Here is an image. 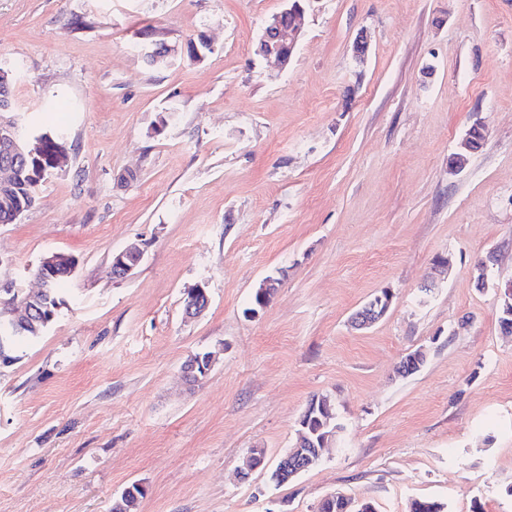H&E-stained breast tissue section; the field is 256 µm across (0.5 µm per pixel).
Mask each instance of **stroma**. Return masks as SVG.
Returning <instances> with one entry per match:
<instances>
[{"mask_svg":"<svg viewBox=\"0 0 512 512\" xmlns=\"http://www.w3.org/2000/svg\"><path fill=\"white\" fill-rule=\"evenodd\" d=\"M283 7L0 0L21 123L65 127L69 148L0 224V283L35 289L51 252L78 262L48 330L0 366V512H112L135 482L137 512H316L331 492L377 512H512V335L494 288L512 279V0H309L277 72L254 43ZM150 32L211 50L153 66ZM476 121L483 147L450 171ZM134 243L142 263L113 279ZM270 275L280 287L247 317ZM198 283L210 305L189 320ZM385 289L386 315L353 329ZM201 351L216 362L187 385ZM322 395L336 435L276 485ZM253 448L265 462L240 479ZM199 367L201 374L196 372ZM213 367V357L210 353H196L189 356L187 364L181 367L182 376L188 385H193L189 382V377L194 376L196 382L205 378Z\"/></svg>","mask_w":512,"mask_h":512,"instance_id":"stroma-1","label":"stroma"}]
</instances>
